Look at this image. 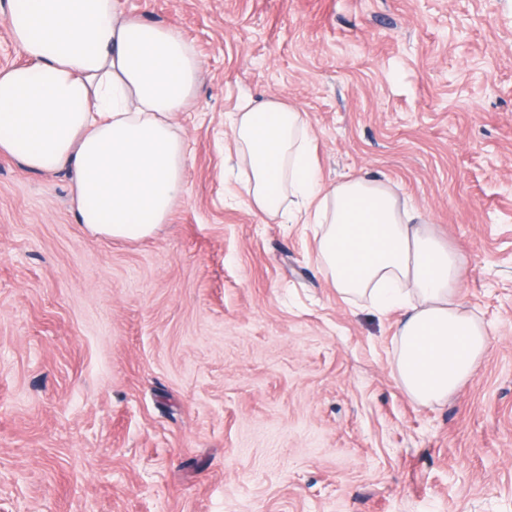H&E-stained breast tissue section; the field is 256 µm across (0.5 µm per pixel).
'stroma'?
<instances>
[{
	"label": "stroma",
	"instance_id": "stroma-1",
	"mask_svg": "<svg viewBox=\"0 0 512 512\" xmlns=\"http://www.w3.org/2000/svg\"><path fill=\"white\" fill-rule=\"evenodd\" d=\"M203 63L149 238L84 232L67 172L0 155V512H512V0H121ZM305 112L465 259L490 346L448 400L390 373L315 228L247 204L228 118Z\"/></svg>",
	"mask_w": 512,
	"mask_h": 512
}]
</instances>
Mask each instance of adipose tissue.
Masks as SVG:
<instances>
[{
  "instance_id": "1",
  "label": "adipose tissue",
  "mask_w": 512,
  "mask_h": 512,
  "mask_svg": "<svg viewBox=\"0 0 512 512\" xmlns=\"http://www.w3.org/2000/svg\"><path fill=\"white\" fill-rule=\"evenodd\" d=\"M25 62L0 69V154L24 171H67L78 224L140 240L168 223L186 168L173 124L202 62L174 30L125 16L120 0H14L6 17ZM250 207L316 224L317 258L345 300L401 311L391 374L416 404L448 398L488 347L458 301L463 257L418 224L385 183L325 184L305 113L249 99L231 118Z\"/></svg>"
}]
</instances>
